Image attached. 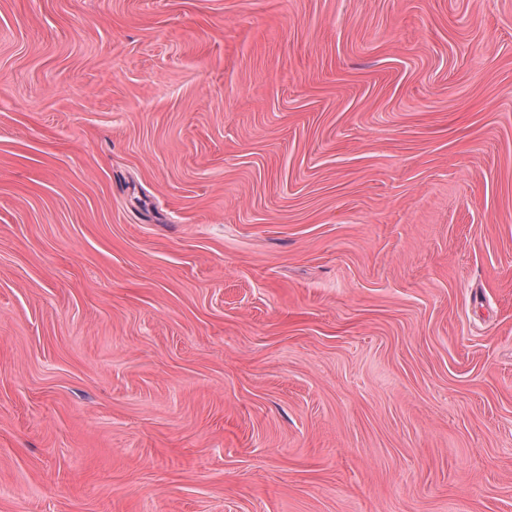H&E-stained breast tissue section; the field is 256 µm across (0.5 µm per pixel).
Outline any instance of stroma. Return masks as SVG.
<instances>
[{
  "instance_id": "obj_1",
  "label": "stroma",
  "mask_w": 512,
  "mask_h": 512,
  "mask_svg": "<svg viewBox=\"0 0 512 512\" xmlns=\"http://www.w3.org/2000/svg\"><path fill=\"white\" fill-rule=\"evenodd\" d=\"M0 512H512V0H0Z\"/></svg>"
}]
</instances>
